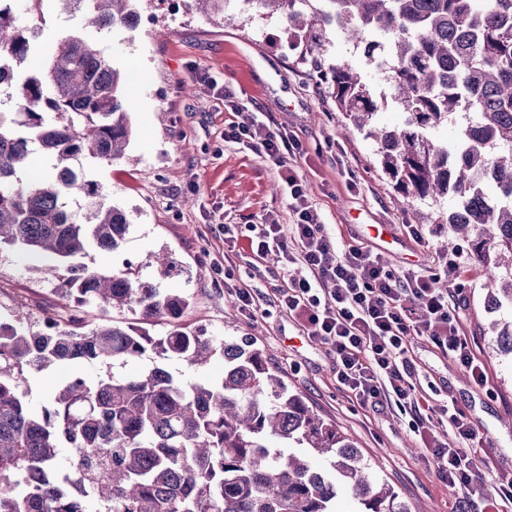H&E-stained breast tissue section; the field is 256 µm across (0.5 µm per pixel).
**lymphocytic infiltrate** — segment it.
<instances>
[{
	"label": "lymphocytic infiltrate",
	"instance_id": "1",
	"mask_svg": "<svg viewBox=\"0 0 512 512\" xmlns=\"http://www.w3.org/2000/svg\"><path fill=\"white\" fill-rule=\"evenodd\" d=\"M224 139L243 145L277 173L287 195L290 223L270 218L250 225L240 236L236 225L224 227L229 246L245 242L256 257L278 253L289 277L278 301L307 335L330 345L339 383L364 407L394 405L415 415L412 432L435 475L458 498L450 512H512V476H497L487 485L490 463L483 438L465 410L438 404L417 384L410 357L414 339L427 338L477 385L488 373L466 335L462 294L439 288L425 271L393 273L376 255L357 245L337 250L319 208L298 172L304 155L295 132L272 127L262 116L250 123L229 122ZM445 425L458 440H438L434 426Z\"/></svg>",
	"mask_w": 512,
	"mask_h": 512
}]
</instances>
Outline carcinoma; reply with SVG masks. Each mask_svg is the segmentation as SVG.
Returning <instances> with one entry per match:
<instances>
[{"instance_id": "carcinoma-1", "label": "carcinoma", "mask_w": 512, "mask_h": 512, "mask_svg": "<svg viewBox=\"0 0 512 512\" xmlns=\"http://www.w3.org/2000/svg\"><path fill=\"white\" fill-rule=\"evenodd\" d=\"M90 34L131 28L138 0H52ZM303 32V59L336 109L377 143L382 172L408 198H452L446 247L468 240L489 281L487 308L505 311L491 328L498 351L512 356V0H243ZM216 21L224 0H188ZM349 35L379 63L390 100L408 116L403 128L372 125L379 109L367 75L347 62L322 63L329 29ZM0 0V60L23 62L37 37ZM127 74L90 37L70 34L29 75L0 72V247L47 254L45 273L61 293L94 304L101 322L62 327L44 312L33 329L19 312L0 319V512H341L338 486L354 512H409L366 459L288 387L270 356L175 324L187 295L164 290L127 266L102 271L80 262L87 247L119 250L129 214L100 201L93 168L123 157L134 133L124 99ZM460 111L474 121L452 147L432 133ZM49 169L24 180L34 151ZM493 172L500 197L487 202L481 172ZM84 199L82 216L69 199ZM171 328L154 339L109 319L114 309ZM152 352L136 377L113 371ZM224 357V374L182 381L158 361L197 370ZM74 364H105L94 382L79 373L51 394L53 408L28 402L27 373ZM73 449L60 463L62 445ZM317 455L325 469L310 463Z\"/></svg>"}]
</instances>
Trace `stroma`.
<instances>
[{
    "instance_id": "1",
    "label": "stroma",
    "mask_w": 512,
    "mask_h": 512,
    "mask_svg": "<svg viewBox=\"0 0 512 512\" xmlns=\"http://www.w3.org/2000/svg\"><path fill=\"white\" fill-rule=\"evenodd\" d=\"M137 7V27L94 36L114 65L132 75L126 96L136 134L126 157L99 166L96 179L105 204L130 213L133 225L118 253L92 247L85 264L118 270L130 263L152 283L189 295L183 326L267 350L288 388L378 463L380 477L410 512H448L452 494L415 442L412 413L351 402L337 381L329 346L304 334L277 303L286 282L279 260L258 259L246 250L225 254V225L260 224L270 213L285 224L289 214L269 165L243 145L225 141L222 89L230 87L242 102L239 121L262 112L272 126L299 134L306 150L299 173L340 249L362 244L388 269L422 268L458 287L459 278L438 261L448 227L432 221L434 212L452 209V201L413 200L393 188L378 166L375 142L348 126L317 90L297 37L281 21L256 7L228 8L217 26L190 11L187 0H168L163 7L158 0H139ZM35 25L33 53L41 58L74 27L52 0H45ZM324 61L367 70L362 54L340 31L329 32ZM367 72L374 93H388L381 73ZM372 224L391 225L398 244L379 246L368 230ZM410 224L423 228L427 246L408 235ZM160 251L177 264L171 276L159 275L149 264ZM457 252L470 271L463 324L487 366L489 383L476 386L428 339H415L410 355L422 388L438 401L465 408L487 437L494 471L512 473V359L496 353L483 266L472 258L468 241H459ZM40 264L18 249H0L1 315L20 308L39 323L44 311L69 309L58 281L45 279ZM244 284L260 305L255 312L238 308L235 289Z\"/></svg>"
}]
</instances>
